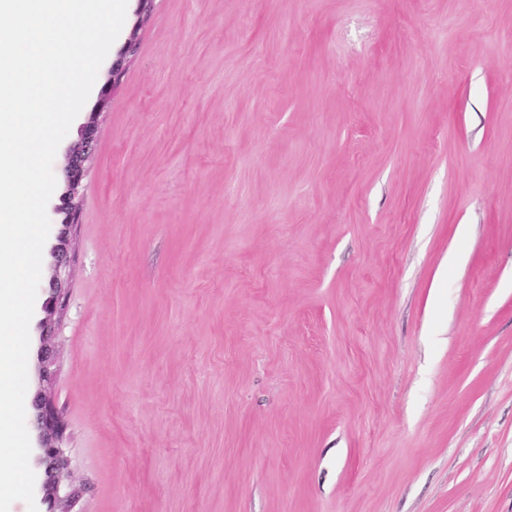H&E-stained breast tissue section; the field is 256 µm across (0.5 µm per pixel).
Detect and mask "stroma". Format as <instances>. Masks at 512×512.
Wrapping results in <instances>:
<instances>
[{
  "label": "stroma",
  "instance_id": "stroma-1",
  "mask_svg": "<svg viewBox=\"0 0 512 512\" xmlns=\"http://www.w3.org/2000/svg\"><path fill=\"white\" fill-rule=\"evenodd\" d=\"M136 9L55 337L76 512H512V0Z\"/></svg>",
  "mask_w": 512,
  "mask_h": 512
}]
</instances>
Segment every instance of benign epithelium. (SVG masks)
I'll use <instances>...</instances> for the list:
<instances>
[{"label": "benign epithelium", "instance_id": "obj_1", "mask_svg": "<svg viewBox=\"0 0 512 512\" xmlns=\"http://www.w3.org/2000/svg\"><path fill=\"white\" fill-rule=\"evenodd\" d=\"M135 49L136 39L132 34L113 62L109 78L99 91L94 109L81 127L79 140L67 150L64 186L59 196L60 204L54 208V213L61 217L62 230L57 236V244L51 251L52 275L47 296L40 306L43 317L38 323L39 347L36 352L39 388L31 400L38 485L35 501L37 512H73L74 496L66 491L62 483V473L68 465L64 449L66 424L46 388L55 375L51 339L67 306L69 280L66 267L70 264L69 235L79 223L80 199L88 175L99 118L107 111L112 89L124 73L125 59L134 53Z\"/></svg>", "mask_w": 512, "mask_h": 512}]
</instances>
